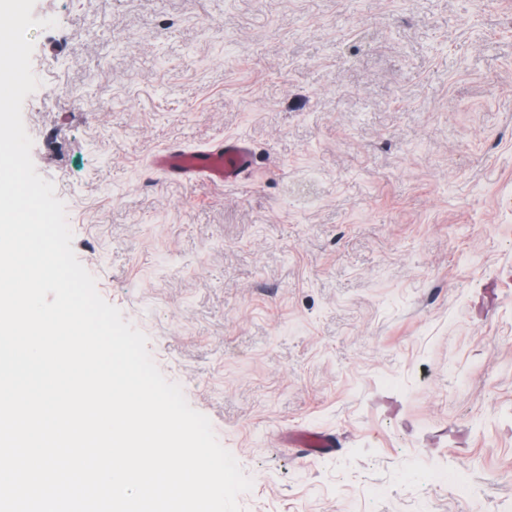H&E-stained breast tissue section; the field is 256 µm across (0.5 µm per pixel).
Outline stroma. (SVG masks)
I'll list each match as a JSON object with an SVG mask.
<instances>
[{"instance_id": "35a3bbf8", "label": "stroma", "mask_w": 512, "mask_h": 512, "mask_svg": "<svg viewBox=\"0 0 512 512\" xmlns=\"http://www.w3.org/2000/svg\"><path fill=\"white\" fill-rule=\"evenodd\" d=\"M32 16L57 21L28 34L36 171L252 479L243 512H512V0ZM231 135L235 185L150 168ZM299 429L336 446L304 457Z\"/></svg>"}]
</instances>
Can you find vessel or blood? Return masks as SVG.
<instances>
[{
    "label": "vessel or blood",
    "instance_id": "vessel-or-blood-1",
    "mask_svg": "<svg viewBox=\"0 0 512 512\" xmlns=\"http://www.w3.org/2000/svg\"><path fill=\"white\" fill-rule=\"evenodd\" d=\"M253 163L249 141L238 136H228L198 149L169 147L159 151L154 158L155 168L166 176L199 177L224 186L238 182L252 170ZM293 442L306 456L314 454L316 449L335 445L328 436L310 433L295 435Z\"/></svg>",
    "mask_w": 512,
    "mask_h": 512
}]
</instances>
